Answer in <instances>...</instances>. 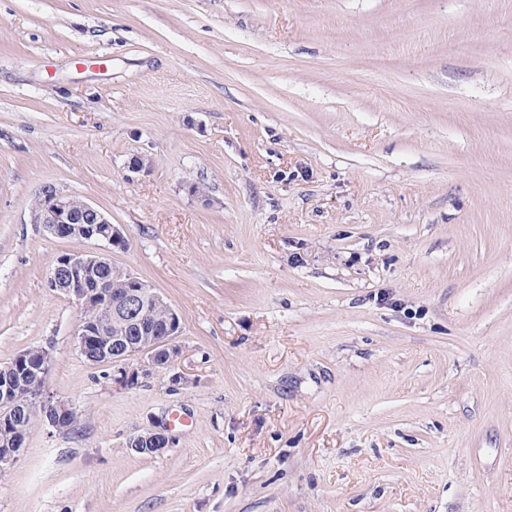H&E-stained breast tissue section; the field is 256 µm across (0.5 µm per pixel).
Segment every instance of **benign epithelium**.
<instances>
[{"label": "benign epithelium", "instance_id": "obj_1", "mask_svg": "<svg viewBox=\"0 0 512 512\" xmlns=\"http://www.w3.org/2000/svg\"><path fill=\"white\" fill-rule=\"evenodd\" d=\"M31 223L40 224L58 239L82 237L104 244L109 250L124 249L127 239L120 225L94 205L79 200L52 185H45L32 207ZM115 267L106 252L88 251L59 255L47 277V287L67 297L81 312L75 327V346L80 355L108 363L115 368L113 381L124 387L137 384L139 376L155 368L169 366L178 355L173 341L182 332L179 312L148 282L126 268H118L128 287L113 294L99 271ZM166 310L164 324L156 325L142 315L144 303ZM124 320L133 328L131 336H112V321ZM147 364L130 365L137 357ZM51 354L45 348L16 353L0 361V472L13 465L24 447L30 419L27 409L37 404L48 425L58 432H71L78 414L70 404L54 397L46 386ZM148 447L136 448L142 454L157 453L172 444L163 430H146L137 440Z\"/></svg>", "mask_w": 512, "mask_h": 512}]
</instances>
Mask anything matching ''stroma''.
I'll list each match as a JSON object with an SVG mask.
<instances>
[{"label":"stroma","mask_w":512,"mask_h":512,"mask_svg":"<svg viewBox=\"0 0 512 512\" xmlns=\"http://www.w3.org/2000/svg\"><path fill=\"white\" fill-rule=\"evenodd\" d=\"M47 184L122 225L169 368L79 355L46 279L99 245L31 223ZM30 347L79 421L32 419L0 512H512V0H0ZM145 439L150 448H142L140 440ZM138 448H132L134 451L142 454H153L160 452L164 448H169L172 444L171 437L164 430H146L137 435Z\"/></svg>","instance_id":"35a3bbf8"}]
</instances>
